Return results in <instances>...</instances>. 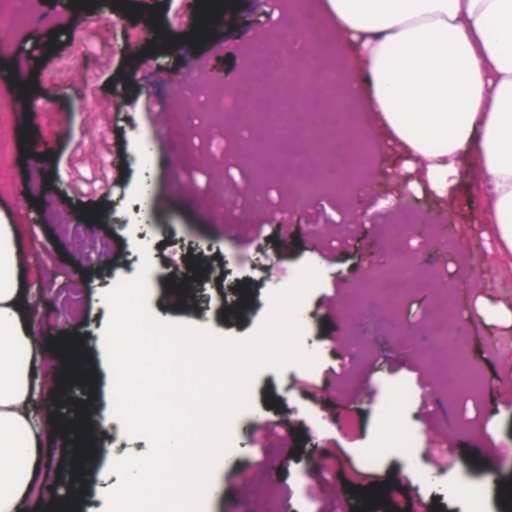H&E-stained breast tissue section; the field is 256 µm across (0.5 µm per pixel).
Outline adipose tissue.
<instances>
[{"label": "adipose tissue", "mask_w": 512, "mask_h": 512, "mask_svg": "<svg viewBox=\"0 0 512 512\" xmlns=\"http://www.w3.org/2000/svg\"><path fill=\"white\" fill-rule=\"evenodd\" d=\"M323 8L342 54L337 93L380 121L404 169L439 198L475 169L487 221L512 252V0H324ZM18 254L13 225L0 224V512H19L40 432L36 341L19 300ZM128 307L118 304L111 350L179 368L186 384L153 388L149 408L131 410L144 430H160L162 449L124 461V501L128 512H189L190 486L224 441V399L210 386L230 380L254 348L231 358L197 337L195 320L175 336L132 322Z\"/></svg>", "instance_id": "adipose-tissue-1"}]
</instances>
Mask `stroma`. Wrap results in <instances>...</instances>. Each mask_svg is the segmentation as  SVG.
<instances>
[{
	"instance_id": "1",
	"label": "stroma",
	"mask_w": 512,
	"mask_h": 512,
	"mask_svg": "<svg viewBox=\"0 0 512 512\" xmlns=\"http://www.w3.org/2000/svg\"><path fill=\"white\" fill-rule=\"evenodd\" d=\"M199 0H37L26 30L0 39V222L14 225L20 277L33 314L37 412L36 482L73 489L79 460L69 422L100 404L101 355L109 341L107 311L132 272L152 270L136 298L163 331L200 319L197 334L221 345H249L267 335L269 303L281 297L295 268L316 266L301 292L309 319L307 367L287 348L272 347L252 370L250 410L231 428L241 441L227 449L234 467L206 478L224 487L202 512H266L277 495L286 512H353L364 502L352 487L386 482L406 489L416 512H471L456 496L462 478L479 484L484 512L503 507L512 483V261L498 265L492 225L479 221L470 177L440 203L425 187L403 185L398 153L383 144L373 116L359 124L373 150L364 174L343 194L329 191L291 205L295 171L269 172L241 149L234 115L218 117L207 102L215 85L248 77L249 51L274 21L269 0H228L225 20L200 31ZM108 58L90 82L44 95L42 74L65 73L69 42ZM198 95L175 103L172 86L186 73ZM34 106L12 109L15 94ZM30 140H23V133ZM151 163L131 164L140 146ZM221 176L243 190L223 202L210 193ZM288 237L280 239L279 226ZM107 240V254L91 245ZM407 253L411 273L396 296L383 298L391 250ZM462 318L452 336L432 330L437 307ZM75 346L77 377L66 375ZM464 358L477 370L473 392H449L444 374ZM325 416L311 430L304 417ZM289 429H280L284 418ZM418 434L413 460L393 454L405 426ZM453 438L467 467L443 451ZM489 445L486 458L471 448ZM387 449L378 465L364 454Z\"/></svg>"
}]
</instances>
